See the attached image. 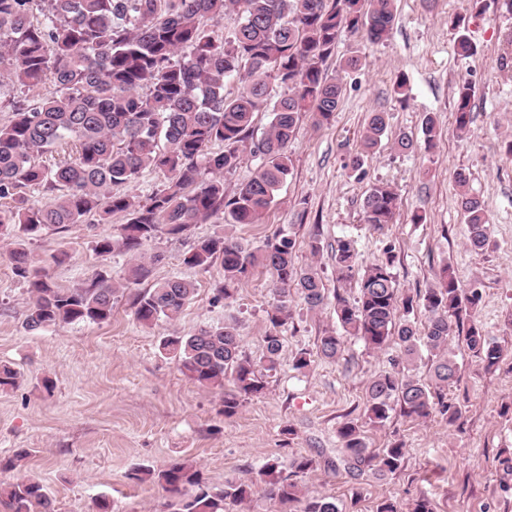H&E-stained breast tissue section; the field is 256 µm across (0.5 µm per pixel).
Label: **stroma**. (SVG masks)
<instances>
[{"mask_svg": "<svg viewBox=\"0 0 512 512\" xmlns=\"http://www.w3.org/2000/svg\"><path fill=\"white\" fill-rule=\"evenodd\" d=\"M483 5L478 11L471 0H397L385 42L340 37L327 62L344 85L339 107L320 128L301 117L288 145L291 173L260 223L228 228L214 218L193 226L189 238L164 235L143 245V253L161 257L151 281L179 276L196 284L194 299L176 319L150 325L136 320L132 300L148 289L150 281H144L115 298L107 322L28 333L27 285L12 271L10 242L0 241V362L22 374L16 388L0 392V460L16 461L15 468L0 471V482L37 477L57 512H98L102 500L110 512H170L169 495L145 478L144 469L187 462L207 484L220 488L228 480L256 478L270 460L304 456L317 465L299 475V483L310 494L336 499L343 512H376L388 499L407 512L423 494L433 500L435 512H512V156L504 149L512 141V60L502 59L504 38L512 32V0ZM454 16L465 21L475 48L471 57L455 51L457 34L449 23ZM356 50L365 55L366 66L340 72V61ZM462 74L475 91L473 122L464 137L453 126V90ZM401 75L407 85L400 92ZM373 112L386 113L387 131L373 151L361 155V168L351 170L347 163L358 153ZM428 114L441 128L437 147L397 152L395 137L421 140ZM460 170L492 224L479 252L466 244L455 182ZM376 183L392 186L401 202L396 222L381 233L362 221L363 199ZM416 214L422 223H413ZM124 222L117 213L107 223L75 224L64 233L27 240L26 246L45 261L58 287L83 288L101 271L124 275L129 255L102 258L94 251L98 238L118 235ZM286 228L295 238L298 264L317 267L328 298L311 311L299 296H289L280 365L270 372L264 392L228 418L223 388L191 380L159 344L166 336L228 323L235 326L243 353L259 360L273 303L272 277L257 270L234 299L217 303L213 288L219 271L189 268L182 256L200 237L228 231L256 247ZM346 236L354 238L363 266L393 248V273L402 293L425 291L446 264L463 287L481 291L477 319L502 357L486 366L464 338L454 339L460 379L448 396L461 408L457 420L413 419L395 409L385 423H369L366 387L399 356L394 342L374 351L349 336L337 361L293 370L297 353L314 349L318 336L337 330V297L357 294L337 282L332 259L337 240ZM315 239L316 254L310 249ZM60 253L65 261L53 263ZM349 420L358 423L370 449L403 444L406 454L396 473L355 479L346 474L337 429Z\"/></svg>", "mask_w": 512, "mask_h": 512, "instance_id": "obj_1", "label": "stroma"}]
</instances>
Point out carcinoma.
<instances>
[{"label":"carcinoma","mask_w":512,"mask_h":512,"mask_svg":"<svg viewBox=\"0 0 512 512\" xmlns=\"http://www.w3.org/2000/svg\"><path fill=\"white\" fill-rule=\"evenodd\" d=\"M241 15L230 38L218 29L224 10ZM395 20V0H0V98L11 119L0 125V239L12 240L9 260L14 274L27 283L30 303L24 327L30 333L62 323H103L111 319L115 295L152 275L155 255L141 256V246L160 234L185 235L195 224L222 216L227 224H255L274 201L290 174L288 144L297 122L309 113L313 125L331 120L341 101L343 84L325 67L342 32L378 44L386 41ZM52 79L49 97L26 92ZM238 83L225 91L228 80ZM288 93L273 100L269 83ZM473 86L459 81L454 110L455 130L470 129ZM272 115L269 131L249 141L255 114ZM387 130L386 114L373 112L361 135L362 151L372 150ZM424 149L436 147L441 132L436 119L422 124ZM73 143V156L48 168L39 158ZM248 155L260 159L255 174L237 192L224 195V174ZM165 181L145 201L115 194L112 187L131 185L144 170ZM458 203L467 224V243L480 251L491 225L479 196L466 190V173H456ZM33 188L48 196L35 203ZM398 194L385 183L372 185L362 202V221L376 232L395 222ZM122 213L126 223L114 237H101L94 250L109 257L122 250L134 257L123 281L100 272L85 288L57 287L25 247V241L48 230L63 233L74 224L105 220ZM340 281L357 278V297L336 295V319L346 333L381 350L396 339L402 356L391 369L374 376L367 387L366 417L381 424L400 405L403 413L425 419L437 413L450 422L461 408L448 399L460 366L450 347L453 334L467 327L470 350L489 366L498 363L499 347L487 343L476 313L482 295L462 287L448 268L434 287L415 297L404 295L392 272V248L384 258L355 273L357 253L352 239H339L332 253ZM183 264L208 273L217 267L222 279L214 301L233 298L254 269L268 270L275 281L270 325L259 362L243 355L231 324L209 326L189 336H167L161 350L181 371L204 387L224 393V416L266 388V373L277 370L282 350L281 328L288 321V296L297 294L317 310L327 299L326 287L313 265L295 261V241L278 233L250 249L226 235L198 239L183 254ZM195 294V285L173 276L154 283L133 299L135 318L151 324L177 317ZM421 307L424 331L399 313ZM432 353L429 381L413 374L418 345ZM344 345L338 332L318 337L316 355L336 360ZM344 469L353 477L385 476L402 466L400 443L374 452L367 448L359 425L338 428ZM314 468V460H272L260 470L266 495L294 512H340L330 497L303 493L295 477ZM176 498L173 512H229L245 503L255 483L232 480L220 489L203 481L193 465L176 463L147 472ZM10 512H57L43 484L33 478L0 486Z\"/></svg>","instance_id":"cac0c4a2"}]
</instances>
